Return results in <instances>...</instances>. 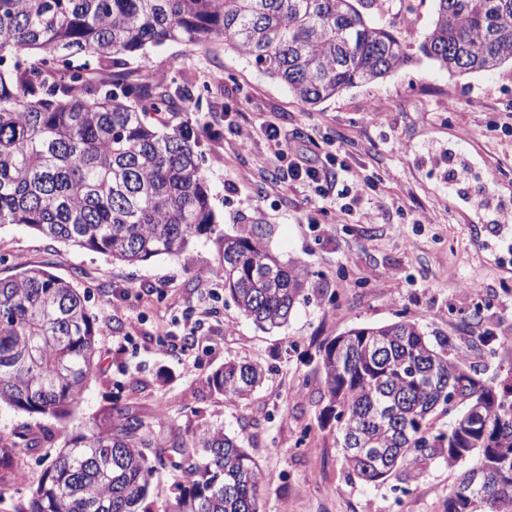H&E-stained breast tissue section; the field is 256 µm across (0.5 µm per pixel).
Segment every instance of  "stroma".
I'll use <instances>...</instances> for the list:
<instances>
[{"label": "stroma", "mask_w": 512, "mask_h": 512, "mask_svg": "<svg viewBox=\"0 0 512 512\" xmlns=\"http://www.w3.org/2000/svg\"><path fill=\"white\" fill-rule=\"evenodd\" d=\"M402 2L382 22L406 39L412 62L315 106L220 42L149 45L126 57L125 71L197 95L191 111L147 119L167 132L193 128L216 231L195 239L186 256L127 264L24 226H0L1 279L47 270L79 288L87 310L111 325L68 418L0 407V437L32 440L12 463L26 481H10L0 468V512H25L44 460L116 404L152 421L159 437L223 424L278 476L261 496V512H444L462 466L435 460L419 480L400 472L369 485L349 475L337 427L319 422L327 400L318 351L353 328L409 319L427 336L463 347L488 335L491 346L472 357L478 376L496 384L512 374V359L500 352L512 345V228L490 234L497 215L486 206L491 198L512 207V65L449 76L419 50L436 0ZM267 121L282 141L309 145L320 157L336 152L338 185L358 177L372 191L349 209L317 211L310 190L283 178L272 161ZM239 126L253 131L248 148L238 145ZM464 129L474 137L462 148L456 135ZM243 224L263 225L274 254L314 273L309 302L282 328L245 319L224 292L221 236ZM464 281L475 290L462 291ZM208 292L211 311L194 349L179 356L184 320ZM110 299L118 310L107 308ZM116 336L122 345L113 344ZM230 358L267 372L263 386L237 402L208 384Z\"/></svg>", "instance_id": "obj_1"}]
</instances>
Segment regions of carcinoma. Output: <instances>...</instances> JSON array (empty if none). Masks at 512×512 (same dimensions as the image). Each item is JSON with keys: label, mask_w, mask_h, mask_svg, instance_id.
<instances>
[{"label": "carcinoma", "mask_w": 512, "mask_h": 512, "mask_svg": "<svg viewBox=\"0 0 512 512\" xmlns=\"http://www.w3.org/2000/svg\"><path fill=\"white\" fill-rule=\"evenodd\" d=\"M386 2L0 0V225L128 263L182 255L215 232L193 135L146 122L149 112L195 106L194 96L123 70L103 90L77 69L43 68L48 58L84 54L114 66L149 44L222 41L315 106L411 62L376 20ZM436 2L425 57L451 76L512 63V0ZM223 271L240 313L262 328L284 326L309 301L307 265L273 255L259 224L224 235ZM101 332L72 283L35 268L0 279V404L67 416L83 399ZM477 350L432 341L410 320L354 328L322 346L320 419L336 422L349 474L376 485L403 471L415 481L430 460L468 461L444 512H512V395L477 377ZM264 377L262 366L230 360L208 384L238 401ZM438 407L452 415L446 430L431 423ZM173 457L171 496L158 511L149 489ZM477 471L484 483L472 488ZM273 483L222 424L159 440L115 405L43 469L25 512H260Z\"/></svg>", "instance_id": "obj_1"}]
</instances>
